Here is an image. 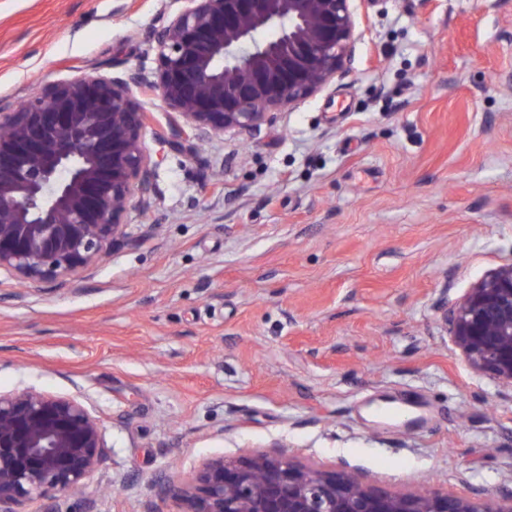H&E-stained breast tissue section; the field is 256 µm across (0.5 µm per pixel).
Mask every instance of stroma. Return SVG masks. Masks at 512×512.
I'll return each instance as SVG.
<instances>
[{
  "mask_svg": "<svg viewBox=\"0 0 512 512\" xmlns=\"http://www.w3.org/2000/svg\"><path fill=\"white\" fill-rule=\"evenodd\" d=\"M174 0H0V100L155 72ZM345 69L252 137L186 150L133 94L158 165L127 243L64 284L0 273V391L83 402L107 453L29 512H178L152 478L271 443L398 492H495L512 397L432 304L512 262V0H352Z\"/></svg>",
  "mask_w": 512,
  "mask_h": 512,
  "instance_id": "1",
  "label": "stroma"
}]
</instances>
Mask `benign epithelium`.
Masks as SVG:
<instances>
[{
  "instance_id": "1",
  "label": "benign epithelium",
  "mask_w": 512,
  "mask_h": 512,
  "mask_svg": "<svg viewBox=\"0 0 512 512\" xmlns=\"http://www.w3.org/2000/svg\"><path fill=\"white\" fill-rule=\"evenodd\" d=\"M155 32L158 70L112 77L96 69L0 104V270L22 283H64L126 239L130 202L150 203L156 163L132 87L161 97L176 135H253L270 116L322 90L356 40L350 0H182ZM441 331L473 372L512 393V263L453 304L433 302ZM106 450L99 421L75 398L0 392V512L75 491ZM154 481L182 512H512V486L438 495L397 493L345 467L295 463L276 450L213 458L194 480Z\"/></svg>"
}]
</instances>
